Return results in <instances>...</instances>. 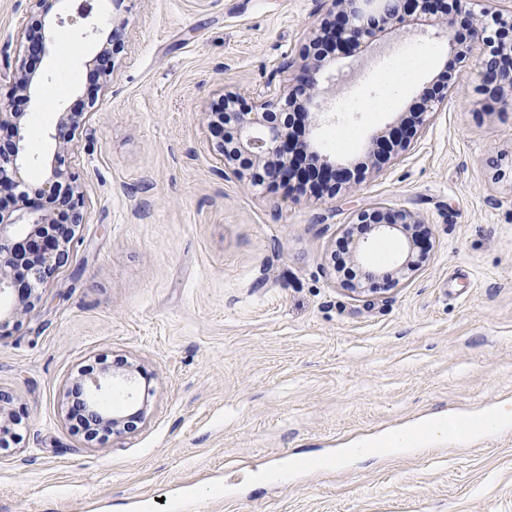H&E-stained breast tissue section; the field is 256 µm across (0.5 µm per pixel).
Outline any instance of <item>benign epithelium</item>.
<instances>
[{
    "mask_svg": "<svg viewBox=\"0 0 512 512\" xmlns=\"http://www.w3.org/2000/svg\"><path fill=\"white\" fill-rule=\"evenodd\" d=\"M38 17L21 31L20 38L30 55L46 52L52 42L53 20L46 18L47 0H29ZM461 12V0H331V8L310 41L299 74L288 88L287 101L301 97V111L288 115L281 112L280 100L250 99L237 93L224 100L239 103L230 124L224 127V140L233 151L221 150L217 172L225 173V162L235 161L241 169L246 163L267 166L265 181L290 189L316 183V188L336 195L353 178L343 160L321 155L312 139L306 137V125L317 120L318 98L336 92V75L325 74L323 56L331 50L350 56L371 46L378 33L386 28L401 30L424 22L434 30L433 36L448 37V47L459 62L470 58L477 46L484 47L480 58L482 84L480 93L490 101L512 107V10L492 16L505 34L502 46L491 47L489 23L473 19L465 29H455V15ZM97 72L107 78L113 72L112 48L104 46L95 56ZM451 76H446L436 91H426L409 107L410 119L389 125L372 136L366 152L376 160H387L405 149L423 117L435 111L446 98ZM15 92L29 98L39 85L35 75L21 66L13 74ZM288 119H283V116ZM85 112H62L58 127L72 130L85 122ZM23 113L0 106V128L11 129L14 139L0 144V295L14 294L16 300L6 310L0 309V335L17 329L21 318L29 314L41 296L33 290L45 284L68 258L75 227L83 223L79 209L80 191L62 167V152L68 150L63 140L60 152L50 162L49 177L38 196L42 201L28 202L23 170L27 160V138ZM356 223L368 225L367 232L378 237H400L408 251L417 244L415 230L421 220L413 213L373 203L361 209ZM86 389L82 403L87 423V438L105 432H119L130 419L107 410L102 395L112 389V376L86 371L81 374ZM8 395L0 392V440L11 433V425L20 421L6 408Z\"/></svg>",
    "mask_w": 512,
    "mask_h": 512,
    "instance_id": "obj_1",
    "label": "benign epithelium"
}]
</instances>
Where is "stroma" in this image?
Masks as SVG:
<instances>
[{
	"label": "stroma",
	"instance_id": "35a3bbf8",
	"mask_svg": "<svg viewBox=\"0 0 512 512\" xmlns=\"http://www.w3.org/2000/svg\"><path fill=\"white\" fill-rule=\"evenodd\" d=\"M62 18L46 54L24 53L29 0H0V105L22 112L27 183H43L60 112L87 113L66 163L84 196L69 259L0 335V390L22 422L0 452V512H512V109L485 100L476 62L409 148L328 196L220 175L209 126L228 91L287 90L330 0H121ZM113 42V73L94 58ZM417 48L396 104L382 83ZM448 41L409 28L332 61L317 149L361 158L430 87ZM40 78L30 100L12 73ZM416 214L427 251L402 284L352 294L331 252L370 203ZM144 373L133 429L87 446L68 385L103 356ZM507 422L469 441H389L422 420ZM371 448L276 477L318 450Z\"/></svg>",
	"mask_w": 512,
	"mask_h": 512
}]
</instances>
